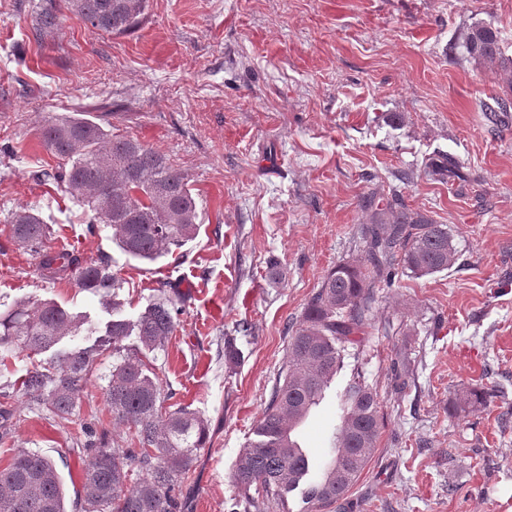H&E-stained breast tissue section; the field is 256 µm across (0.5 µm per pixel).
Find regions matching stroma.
<instances>
[{
  "label": "stroma",
  "instance_id": "stroma-1",
  "mask_svg": "<svg viewBox=\"0 0 512 512\" xmlns=\"http://www.w3.org/2000/svg\"><path fill=\"white\" fill-rule=\"evenodd\" d=\"M37 0H0V312L53 301L78 335L33 354L0 351L13 423L0 466L23 447L51 458L80 512L89 453L82 423L122 454L102 372L61 426L21 390L58 352L99 343L113 315L137 318L163 284L188 299L150 375L207 424L179 489L181 512H244L232 479L254 437L299 322L324 276L357 260L365 196L398 190L445 225L455 264L403 272L375 292L374 320L345 344L338 373L296 437L312 461L330 457L341 396L354 380L377 391L378 446L343 500L317 512H512V119L480 108L497 76L464 51L475 27L512 56V0H147L133 31L92 32L68 17L52 42L30 37ZM83 115L165 153L188 174L201 224L154 261L124 253L87 207L40 172L60 166L40 142L45 121ZM460 178L430 177L438 154ZM36 210L49 246L107 259L123 281L118 309L77 288L73 272L44 279L14 245L11 213ZM232 340L236 362L224 359ZM486 390L483 404L466 399Z\"/></svg>",
  "mask_w": 512,
  "mask_h": 512
}]
</instances>
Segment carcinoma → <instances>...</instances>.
I'll use <instances>...</instances> for the list:
<instances>
[{
  "instance_id": "1",
  "label": "carcinoma",
  "mask_w": 512,
  "mask_h": 512,
  "mask_svg": "<svg viewBox=\"0 0 512 512\" xmlns=\"http://www.w3.org/2000/svg\"><path fill=\"white\" fill-rule=\"evenodd\" d=\"M145 7L146 0H47L37 13L32 38L42 43L55 36L66 11L100 34H124L139 22ZM460 47L497 64L503 72V93L512 92V58H503L494 32L475 29ZM480 106L504 116L512 111V103L493 95ZM40 139L52 156L65 161V168L45 169L43 175L62 182L73 199L89 207L92 223L109 228L112 240L131 257L152 261L198 231L200 215L190 179L160 151L69 115L46 120ZM455 169L448 158L431 165L429 175L445 180L456 175ZM364 207L371 211L369 223L362 227L364 257L332 268L310 298L289 336L287 362L262 413L256 439L235 463L233 479L245 512H288V494L302 484L308 505H330L357 484L382 428L375 390L360 381L345 389L333 455L324 466L313 469L295 432L320 405L336 376L341 345L370 326L374 288L384 273L399 266L426 275L456 261L457 250L445 225L408 210L397 192L383 208L375 206L372 196ZM9 231L15 244L37 255L43 275L73 269L77 287L111 304L109 289L121 287V282L105 260L84 263L67 252L47 251L49 228L26 207L13 213ZM159 292L161 297L137 320L110 321L107 343L96 349L74 348L58 358L53 370L35 368L23 383V394L65 425L79 407L89 377L103 357L112 356L103 396L112 424L133 431L139 447L127 455L116 454L97 442L93 426L81 427L84 446L91 452L82 512H179V487L205 446L203 418L186 407L163 410L171 395L147 374L141 357L123 353V341L132 334L147 353L165 350L179 307L166 288ZM79 327L77 317L54 302H27L0 316V348L36 354L76 335ZM0 512H66L64 485L54 463L25 448L13 453L0 468Z\"/></svg>"
}]
</instances>
